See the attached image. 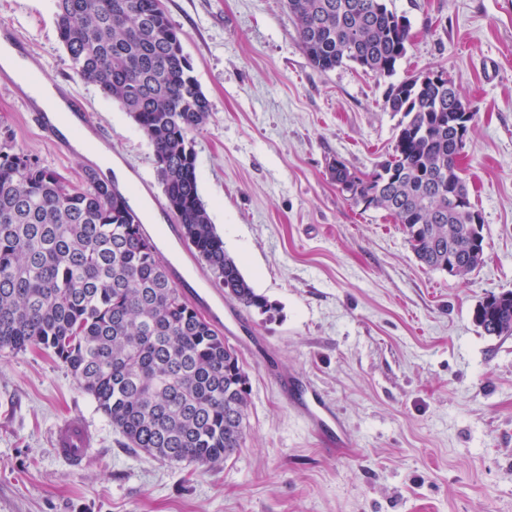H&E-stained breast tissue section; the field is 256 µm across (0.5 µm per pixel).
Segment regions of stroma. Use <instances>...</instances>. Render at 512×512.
I'll return each mask as SVG.
<instances>
[{
    "label": "stroma",
    "mask_w": 512,
    "mask_h": 512,
    "mask_svg": "<svg viewBox=\"0 0 512 512\" xmlns=\"http://www.w3.org/2000/svg\"><path fill=\"white\" fill-rule=\"evenodd\" d=\"M211 105L193 133L199 195L225 250L271 314L225 300L266 357L241 353L249 434L223 464L190 471L123 446L71 372L39 351L0 353V512H512V335L473 320L512 291V0H388L411 25L392 79L314 68L285 0H162ZM59 94L82 99L128 172L155 183L152 148L119 104L73 71L54 0H0ZM460 87L475 125L460 166L484 225L466 277L422 267L392 216L336 185L368 174L400 117L389 83L419 73ZM76 180L91 158L60 153L0 79V137ZM318 389L350 435L330 448L264 363ZM82 417L95 445L77 465L52 449Z\"/></svg>",
    "instance_id": "stroma-1"
}]
</instances>
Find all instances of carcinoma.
I'll return each instance as SVG.
<instances>
[{
    "label": "carcinoma",
    "instance_id": "carcinoma-1",
    "mask_svg": "<svg viewBox=\"0 0 512 512\" xmlns=\"http://www.w3.org/2000/svg\"><path fill=\"white\" fill-rule=\"evenodd\" d=\"M157 0H55L58 37L81 80L105 91L143 132L180 236L224 297L272 310L224 249L198 192L190 135L210 103L184 52L185 34ZM310 63H353L389 78L405 56L410 23L386 0H286ZM463 100L421 74L389 85L384 108L401 114L388 159L370 174L333 177L365 210L401 224L416 258L454 262L464 277L484 262V225L460 173ZM87 171L74 184L9 137L0 140V352L50 353L71 371L125 439L174 466L214 468L248 431L249 376L237 349L169 279L156 242L126 196ZM488 336L512 335V291L474 310Z\"/></svg>",
    "mask_w": 512,
    "mask_h": 512
}]
</instances>
